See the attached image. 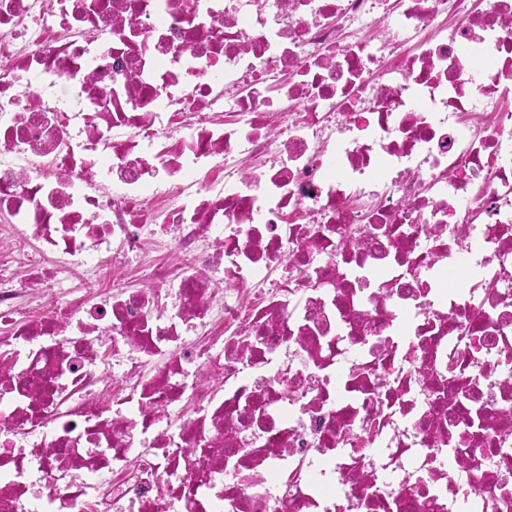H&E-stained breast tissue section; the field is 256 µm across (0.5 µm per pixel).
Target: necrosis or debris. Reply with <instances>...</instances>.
<instances>
[{
    "label": "necrosis or debris",
    "instance_id": "obj_1",
    "mask_svg": "<svg viewBox=\"0 0 512 512\" xmlns=\"http://www.w3.org/2000/svg\"><path fill=\"white\" fill-rule=\"evenodd\" d=\"M0 214V512H512V0H0ZM140 266L138 257L129 256L121 263L108 266L106 272L96 279L78 275L71 281L70 286L78 292L98 291L101 294L112 293V285H123L133 289L142 288L145 282L140 274Z\"/></svg>",
    "mask_w": 512,
    "mask_h": 512
}]
</instances>
